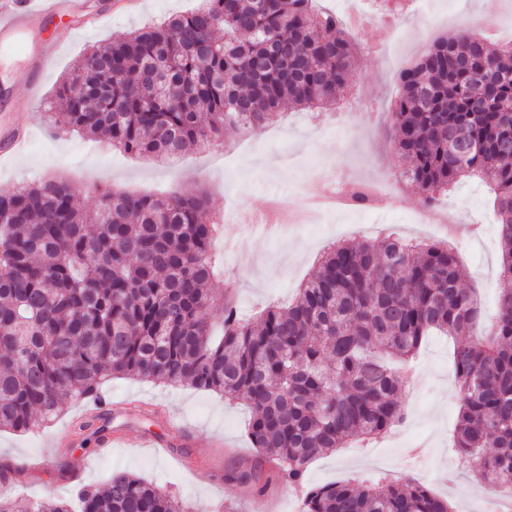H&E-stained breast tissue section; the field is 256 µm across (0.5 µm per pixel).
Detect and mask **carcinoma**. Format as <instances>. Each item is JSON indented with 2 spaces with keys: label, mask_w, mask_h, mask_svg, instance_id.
Masks as SVG:
<instances>
[{
  "label": "carcinoma",
  "mask_w": 512,
  "mask_h": 512,
  "mask_svg": "<svg viewBox=\"0 0 512 512\" xmlns=\"http://www.w3.org/2000/svg\"><path fill=\"white\" fill-rule=\"evenodd\" d=\"M348 27L313 0H202L199 8L87 47L60 83L56 131L168 165L231 128L257 132L292 104L336 103L354 73ZM394 145L431 204L463 176L495 194L500 275L512 279V44L466 30L435 41L398 76ZM476 150L466 161L454 144ZM58 176L0 191V430L48 427L63 399L113 377L149 378L242 400L268 470L227 479L264 493L301 488L309 463L406 419L399 394L426 337L453 339L460 394L453 447L486 484L512 480V289L493 319L461 287L445 243L398 236L330 247L295 301L253 318L223 303L211 341L216 224L204 193L104 187L74 204ZM81 512H188L126 472L79 494ZM0 512H70L0 496ZM303 512H454L420 483L342 481L306 491Z\"/></svg>",
  "instance_id": "cac0c4a2"
}]
</instances>
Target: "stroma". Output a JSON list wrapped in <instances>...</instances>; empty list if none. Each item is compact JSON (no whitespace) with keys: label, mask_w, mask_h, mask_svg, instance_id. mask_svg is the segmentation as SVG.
<instances>
[{"label":"stroma","mask_w":512,"mask_h":512,"mask_svg":"<svg viewBox=\"0 0 512 512\" xmlns=\"http://www.w3.org/2000/svg\"><path fill=\"white\" fill-rule=\"evenodd\" d=\"M199 2L140 0L136 11L124 12L115 10L112 0H90L93 9L112 17L76 32L59 51L43 78L44 99L53 98L89 45L163 22ZM462 27L490 46L512 42V0H434L430 12L404 16L395 27L369 18L351 32L359 46L357 64L335 108L319 112L285 107L281 119L264 130L225 131L218 145L189 148L172 166L49 128L17 85L28 67L27 56L0 50V85L12 93L4 120L35 129L20 157L0 163V190L60 175L74 184L84 209L100 186L152 193L204 191L209 215L224 224V238L217 243L223 273L212 283L214 295L232 290L240 312L248 316L271 303H291L331 243L378 242L392 232L447 240L442 225L415 221L421 197L402 177L389 112L396 75L416 60L421 44ZM319 172L356 185L385 181L387 201L372 209L341 204L311 221L276 227L267 236L253 233L255 219L266 216L271 200L291 211L304 209L306 184ZM436 208L451 214L463 229L456 246L462 285L477 295L484 313L495 314L498 295L508 283L499 276L497 220L489 189L478 178H463L438 199ZM414 366L413 379L399 395L407 412L404 423L375 443L352 442L315 457L305 475L306 487L382 476L421 483L452 500L456 512H482L484 487L459 468L451 443L459 397L447 337H429ZM102 391L116 406L108 416L113 447L83 443L73 429L83 409L75 399L65 400L59 416L44 430L0 431V456L15 462L14 474L0 481L1 495L52 498L74 507L79 487L100 486L112 472L125 471L174 494L191 512H301V498L287 484L271 485L259 496L226 480L227 472L260 463L246 435L250 410L244 402L138 378L112 379ZM153 439L160 440V447H150Z\"/></svg>","instance_id":"obj_1"}]
</instances>
